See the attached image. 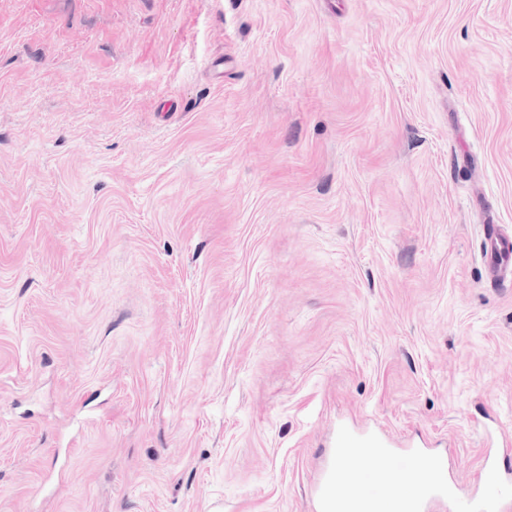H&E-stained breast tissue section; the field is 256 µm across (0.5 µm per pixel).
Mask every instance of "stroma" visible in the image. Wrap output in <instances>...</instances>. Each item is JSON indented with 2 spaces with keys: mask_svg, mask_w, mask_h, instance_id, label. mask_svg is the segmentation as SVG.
<instances>
[{
  "mask_svg": "<svg viewBox=\"0 0 512 512\" xmlns=\"http://www.w3.org/2000/svg\"><path fill=\"white\" fill-rule=\"evenodd\" d=\"M512 0H0V512H318L342 434L512 438ZM482 257L491 273V284L512 285V238L489 224L484 231Z\"/></svg>",
  "mask_w": 512,
  "mask_h": 512,
  "instance_id": "1",
  "label": "stroma"
}]
</instances>
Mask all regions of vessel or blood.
I'll return each instance as SVG.
<instances>
[{
    "label": "vessel or blood",
    "instance_id": "vessel-or-blood-1",
    "mask_svg": "<svg viewBox=\"0 0 512 512\" xmlns=\"http://www.w3.org/2000/svg\"><path fill=\"white\" fill-rule=\"evenodd\" d=\"M482 257L493 284L512 285V237L500 231L498 225L492 224L485 229ZM341 443L345 446L384 448L390 467L394 470L408 468L423 459L429 460L433 474L424 478L425 491L410 512H431L435 505L449 501L455 502L458 512H512V486L500 478L494 466H487L481 474L480 496L474 501L459 497L458 486L454 480L449 479L441 457L427 455L419 448H410L399 454L394 449L385 448L383 440L370 436L353 437L346 434L343 435ZM316 491L320 512H333L340 499L334 471L321 474ZM388 495L389 491L384 484L369 480L362 491L361 499L356 502L358 512H381Z\"/></svg>",
    "mask_w": 512,
    "mask_h": 512
}]
</instances>
